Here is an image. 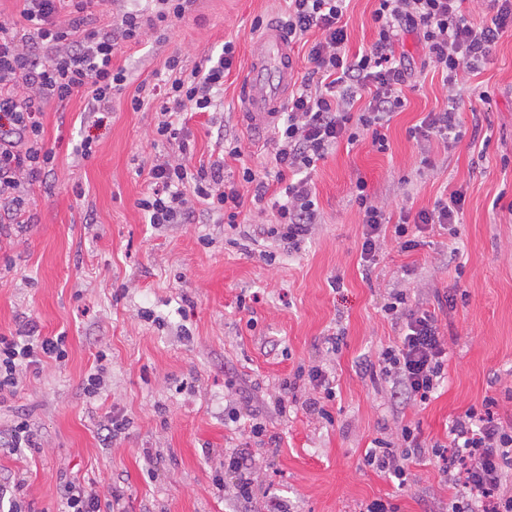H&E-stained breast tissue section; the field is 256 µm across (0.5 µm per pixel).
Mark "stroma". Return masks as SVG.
I'll return each instance as SVG.
<instances>
[{
  "label": "stroma",
  "mask_w": 512,
  "mask_h": 512,
  "mask_svg": "<svg viewBox=\"0 0 512 512\" xmlns=\"http://www.w3.org/2000/svg\"><path fill=\"white\" fill-rule=\"evenodd\" d=\"M284 7L283 0H196L179 26L145 29L138 44L118 50L113 63L128 79L110 109L91 111L87 91L47 109L55 165L29 189L34 221L0 223V333L30 320L42 335L67 336L64 360L21 371L14 396L0 402V437L25 418L40 444L0 447V482L17 484L30 512H57L63 474L100 499H118L120 512H237L224 456L238 448L256 452L252 512H274L280 502L291 512H359L377 497L399 512H446L452 491L432 459L413 465L412 483L402 487L363 467L372 440L409 423L426 441L447 442L454 417L490 396L512 423V33L467 74L473 93L459 104L463 131L488 146L449 152L431 143L429 168L409 130L445 107L446 92L441 74L422 67V46L405 36L416 67L408 104L386 131L390 149L375 151L364 132L318 162L319 222L299 252L266 238L232 244L215 214L198 224L153 225L139 208L157 153V106L136 111L130 100L141 83L166 78L164 63L175 55L189 70L218 59L225 42L235 47L218 97L221 124L208 112L188 119L195 161L235 139L241 155L226 159L227 176L269 166L268 134L244 121L238 89L255 49L254 22H277ZM375 7L349 0L350 54L372 44ZM482 90L490 104L478 100ZM87 137L95 151L85 159L79 146ZM360 179L394 219L404 207L432 208L444 189H463L459 239L428 230L424 246L409 253L385 242L364 278L354 201ZM263 250L275 261L260 258ZM393 288L438 308L448 342L447 377L425 405L391 404L387 384L364 372L365 361L396 340L383 310ZM448 294L457 295L455 306L440 307ZM145 308L153 320L141 318ZM339 330V351L328 353ZM324 362L337 379L334 423L304 410V389L279 412L280 381ZM91 373L101 380L93 396L84 390ZM255 410L266 427L260 439L247 429ZM116 414L129 425L103 440L101 427Z\"/></svg>",
  "instance_id": "stroma-1"
}]
</instances>
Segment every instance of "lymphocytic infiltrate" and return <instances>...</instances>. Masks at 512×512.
I'll use <instances>...</instances> for the list:
<instances>
[{
	"label": "lymphocytic infiltrate",
	"instance_id": "1",
	"mask_svg": "<svg viewBox=\"0 0 512 512\" xmlns=\"http://www.w3.org/2000/svg\"><path fill=\"white\" fill-rule=\"evenodd\" d=\"M108 0H22L19 18L0 15V215L11 224L30 223L28 188L52 171L55 155L44 139L46 106L90 89L99 108H107L126 80L112 59L118 47L139 43L144 26L171 28L185 21L194 0H151L149 10L128 8L110 0L115 13L110 24L98 22L97 9ZM279 26L289 41L308 46L311 70L292 91L282 122L274 127L273 176L246 167L240 182L225 180L226 158L239 157L237 142L224 146L223 157L192 168V145L186 132L189 111L216 108L235 53L225 43L212 65L184 70L178 57L165 66L170 77L159 94L160 117L154 144L164 146L147 172V189L139 207L154 224H185L196 218L195 206L223 217L230 228L246 223L239 183L250 184L253 201L270 202L275 222L266 228L288 250H299L318 222L310 173L316 163L343 141L356 142L369 131L371 144L384 153L390 148L382 129L392 113L406 105L403 88L410 72L399 50L403 37L415 35L427 55L424 66L440 71L449 100L461 97L463 75L488 60L493 46L512 31V0H487L482 19H474L467 0H377L373 12L376 38L369 49L348 56L343 22L346 0H284ZM416 140H432L454 150L461 141L454 111L428 113L410 129ZM279 183L271 193V183ZM465 194L455 190L436 200L433 208L416 214L402 212L389 224L384 205L369 195L364 182L355 184V201L362 224L360 260L372 270L384 241L400 251L414 252L419 235L440 227L458 236ZM384 311L398 330L395 344L369 363L372 377L389 383L393 401L428 403L445 380L448 342L436 312L410 304L401 289L388 294ZM65 336H41L31 321L19 322L15 333L0 334V400L13 395L21 370L36 369L44 359L66 355ZM335 379L324 365L298 367L285 378L279 405L289 395L309 389L310 415L329 421V402L336 397ZM498 401L488 397L481 407L455 417L447 443L423 439L418 427L405 424L396 439L374 438L363 458L365 467L410 480V466L430 457L454 490L448 512H512V425L497 413Z\"/></svg>",
	"mask_w": 512,
	"mask_h": 512
}]
</instances>
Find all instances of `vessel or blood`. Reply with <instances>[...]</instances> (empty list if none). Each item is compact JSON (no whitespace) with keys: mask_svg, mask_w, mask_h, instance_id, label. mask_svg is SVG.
I'll return each instance as SVG.
<instances>
[{"mask_svg":"<svg viewBox=\"0 0 512 512\" xmlns=\"http://www.w3.org/2000/svg\"><path fill=\"white\" fill-rule=\"evenodd\" d=\"M257 44L238 97L247 124L261 129L286 105L295 83L296 65L293 50L279 27L266 28Z\"/></svg>","mask_w":512,"mask_h":512,"instance_id":"b4317fda","label":"vessel or blood"}]
</instances>
